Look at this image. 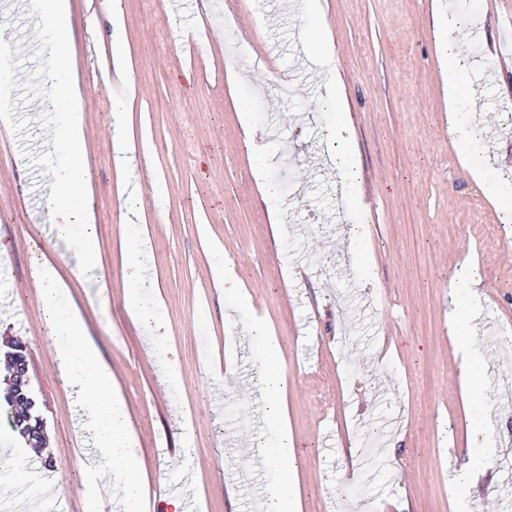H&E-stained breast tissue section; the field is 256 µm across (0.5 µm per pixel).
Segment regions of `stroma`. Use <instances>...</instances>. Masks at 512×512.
Returning <instances> with one entry per match:
<instances>
[{
    "mask_svg": "<svg viewBox=\"0 0 512 512\" xmlns=\"http://www.w3.org/2000/svg\"><path fill=\"white\" fill-rule=\"evenodd\" d=\"M107 0H71L66 57L50 61L29 20L0 0V35L17 52L8 128L0 127V347L26 344V384L44 421L45 445L24 456L27 479L6 484L0 512L25 502L38 512L89 501L74 462L84 441L78 406L43 332L30 279L31 242L45 229L57 175L50 141L67 105L46 107L36 79L57 64L83 91L85 151L110 286L105 310H88L92 335L123 391L148 482L181 487L186 512H260L278 472L271 421L255 424L265 398L252 385L265 353L249 326L262 319L280 343L288 376V427L298 458L300 512H451L458 470L477 465L473 426L512 416V226L467 177L448 140L446 76L434 15L452 4L466 24L465 63L453 76L462 109L484 130L472 145L488 176L512 178V28L493 11L512 0H318L338 61L351 148L366 205L354 214L336 186V147L323 129L329 74L306 44L309 10L292 0H123L128 79L111 68ZM296 90L282 98L274 76ZM126 98L137 151L136 209L125 222L112 158V101ZM266 158L255 175L244 126ZM284 209L281 234L270 212ZM370 227V267L353 270L351 226ZM152 242L150 287L139 301L166 328L180 374L169 381L151 334L124 308L126 247ZM221 241L235 283L217 290L209 240ZM476 251L479 286L449 288ZM246 290L251 309L238 306ZM476 308L471 338L491 386L489 404L464 403L448 315ZM399 440L395 459L381 446ZM475 512H512V433L498 437ZM357 475L342 480L351 453Z\"/></svg>",
    "mask_w": 512,
    "mask_h": 512,
    "instance_id": "1",
    "label": "stroma"
}]
</instances>
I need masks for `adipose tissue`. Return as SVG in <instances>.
Returning <instances> with one entry per match:
<instances>
[{
  "instance_id": "obj_1",
  "label": "adipose tissue",
  "mask_w": 512,
  "mask_h": 512,
  "mask_svg": "<svg viewBox=\"0 0 512 512\" xmlns=\"http://www.w3.org/2000/svg\"><path fill=\"white\" fill-rule=\"evenodd\" d=\"M34 14L37 19L47 21V29L41 30L40 38L51 55L64 54L70 45L72 17L70 0H34ZM65 97L68 111L59 137L52 147L64 164L82 157L84 149V128L82 99L77 86L67 87ZM448 103V136L454 146L462 150L461 161L471 179L482 189L485 196L503 215L504 223L512 222V182L488 181L482 159L464 151V144L478 134L467 113L458 111V89L449 84L445 90ZM112 154L118 176L120 196L134 197L137 186L132 180L136 162L133 145L131 114L126 101L119 100L112 112ZM75 190L72 179L55 180L49 191V205L52 214L55 239L68 243L69 228L80 224L84 227L76 243L79 261L64 269L62 260H49L39 246H32L30 277L39 293L41 308L47 325L46 338L55 350L65 382L75 394L82 409L80 431L91 443L96 453L91 458H77L79 471L97 483L96 501L108 496L111 483L101 482L103 472H111L118 478L123 489V500L127 512H140L145 496L146 480L131 455L137 438L131 426L125 398L112 374L110 364L103 357L99 346L91 338L86 318L87 308L103 307L108 299L107 284L100 275L95 258L98 254V240L93 213L89 205L76 206L71 202ZM132 259L124 280V299L127 313L132 322L142 323L146 315L139 304V292L144 284L141 257L151 252L149 237H141L130 245ZM94 286L95 294L87 295L85 303H77L71 291L73 282ZM475 313H453L450 318L451 333L456 341V375L462 391L470 399L483 396L487 379L472 356L466 339L475 329ZM254 332L267 346V356L257 366V388L268 400V413L278 426V441L268 456L271 467L279 469L280 477L269 491L267 512H297L292 493L293 472L283 469V462L292 454V435L284 423L282 398L288 389V379L283 372L271 368L269 356L277 353L278 340L272 336L262 322H254ZM495 433V432H494ZM494 433L481 428L472 429L468 443L484 450V459L479 468H467L459 476L458 490L453 493V512H469L473 480L477 470H488L497 453Z\"/></svg>"
}]
</instances>
